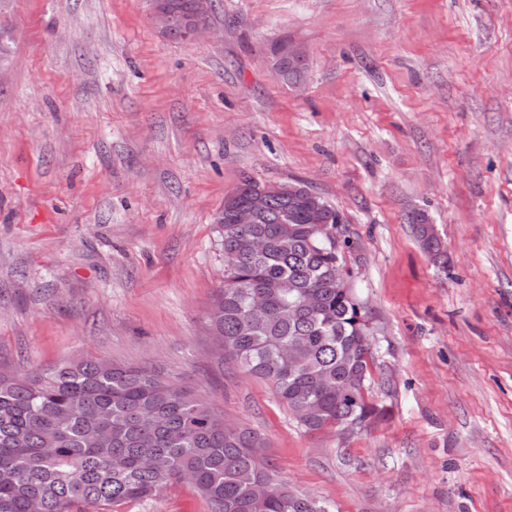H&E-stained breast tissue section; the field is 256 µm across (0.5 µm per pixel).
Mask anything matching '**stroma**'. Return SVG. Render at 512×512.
<instances>
[{"label": "stroma", "mask_w": 512, "mask_h": 512, "mask_svg": "<svg viewBox=\"0 0 512 512\" xmlns=\"http://www.w3.org/2000/svg\"><path fill=\"white\" fill-rule=\"evenodd\" d=\"M0 0V365L153 368L335 512H512V0ZM303 53L298 81L270 69ZM342 215L384 416L309 433L221 363L216 217L243 176ZM445 243L421 249L413 215ZM118 512H208L188 484ZM171 0H154L152 19L155 25L162 31L167 32L173 23L177 20ZM193 1V2H192ZM182 6L189 9L192 4L193 23L188 27L187 32L183 29L180 22L176 23L166 35L174 40L197 39L204 34L208 28V17L212 0H179ZM286 49H288V54ZM273 55H275V60L280 58L281 65L284 67L286 73L285 79L288 81L296 80L301 75L302 71L306 69V64L300 65L305 61L302 53L297 49L289 47L288 44H280L274 50ZM288 58L295 59L300 64L292 65L288 63ZM281 65L280 63L274 64L273 68L279 76L283 77V67Z\"/></svg>", "instance_id": "35a3bbf8"}]
</instances>
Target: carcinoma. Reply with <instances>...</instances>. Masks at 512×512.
<instances>
[{
	"label": "carcinoma",
	"mask_w": 512,
	"mask_h": 512,
	"mask_svg": "<svg viewBox=\"0 0 512 512\" xmlns=\"http://www.w3.org/2000/svg\"><path fill=\"white\" fill-rule=\"evenodd\" d=\"M286 49L273 55L293 81L306 65L288 63ZM251 181L226 193L217 219L220 247L234 262L209 312L222 358L267 382L308 432L370 424L382 415L366 396L373 330L351 281L340 278L349 244L342 216L315 196L318 217L338 234L318 238L310 202L275 193L257 223L234 224L231 208L248 201ZM413 223L424 252L443 260L434 225L421 214ZM267 448L262 434L146 368L96 358L0 368V512L119 507L178 483L191 484L209 512H332L278 479Z\"/></svg>",
	"instance_id": "obj_1"
}]
</instances>
